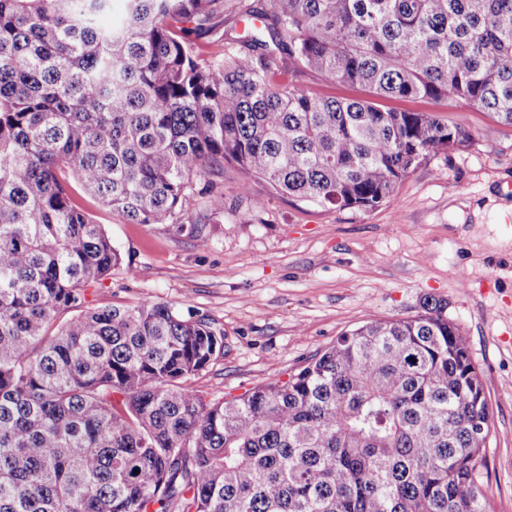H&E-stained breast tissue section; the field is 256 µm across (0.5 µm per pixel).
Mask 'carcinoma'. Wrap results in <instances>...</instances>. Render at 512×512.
<instances>
[{"instance_id":"1","label":"carcinoma","mask_w":512,"mask_h":512,"mask_svg":"<svg viewBox=\"0 0 512 512\" xmlns=\"http://www.w3.org/2000/svg\"><path fill=\"white\" fill-rule=\"evenodd\" d=\"M111 8L0 0V512H485L490 409L447 302L208 402L187 381L224 332L167 303L88 306L122 257L74 191L201 247L226 161L374 208L472 135L373 99L512 125V0H126L104 26ZM230 15L249 25L202 55ZM305 70L367 97L304 89Z\"/></svg>"}]
</instances>
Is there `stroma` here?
I'll return each instance as SVG.
<instances>
[{
    "instance_id": "35a3bbf8",
    "label": "stroma",
    "mask_w": 512,
    "mask_h": 512,
    "mask_svg": "<svg viewBox=\"0 0 512 512\" xmlns=\"http://www.w3.org/2000/svg\"><path fill=\"white\" fill-rule=\"evenodd\" d=\"M381 106L435 113L473 142L429 154L373 209L280 196L225 163L224 212L204 248L175 225L132 224L82 200L122 257L88 299L165 302L222 330L223 355L190 381L209 400L287 379L364 322L416 315L425 296L447 301L491 410L480 489L488 512H512V127L464 104Z\"/></svg>"
}]
</instances>
